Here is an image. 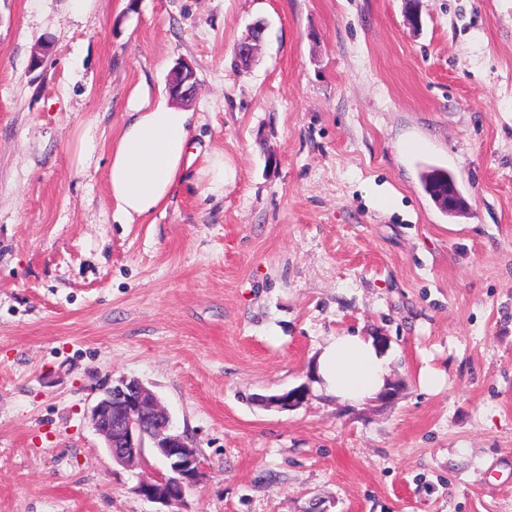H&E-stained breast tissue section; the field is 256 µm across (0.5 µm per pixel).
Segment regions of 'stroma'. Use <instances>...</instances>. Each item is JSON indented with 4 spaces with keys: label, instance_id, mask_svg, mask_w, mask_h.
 Listing matches in <instances>:
<instances>
[{
    "label": "stroma",
    "instance_id": "1",
    "mask_svg": "<svg viewBox=\"0 0 512 512\" xmlns=\"http://www.w3.org/2000/svg\"><path fill=\"white\" fill-rule=\"evenodd\" d=\"M416 7L417 26L405 0H0V512H159L136 487L162 459L113 462L86 418L121 377L197 452L170 512H512V0ZM181 58L192 156L118 223L110 144ZM429 166L464 214L423 191ZM339 332L388 337L393 402L314 391ZM301 385L300 407L255 401ZM455 183L453 176L443 168L439 167H428L421 174V184L423 190L426 194H428L436 203H438L437 198L438 195L448 187V183ZM438 206L440 207L439 203ZM440 209L448 215L447 210H444L442 207ZM416 381L422 392L438 393L446 382L445 371L425 363L418 369Z\"/></svg>",
    "mask_w": 512,
    "mask_h": 512
}]
</instances>
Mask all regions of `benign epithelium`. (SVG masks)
Here are the masks:
<instances>
[{
	"label": "benign epithelium",
	"instance_id": "obj_1",
	"mask_svg": "<svg viewBox=\"0 0 512 512\" xmlns=\"http://www.w3.org/2000/svg\"><path fill=\"white\" fill-rule=\"evenodd\" d=\"M197 86L194 66L187 61L176 63L167 84L170 95L188 102ZM305 399L301 390L288 391L269 403L289 410ZM87 417L103 437L113 461L134 462L147 441L164 460L168 473L143 478L137 486V492L146 499L164 506L176 504L183 500L186 487L199 480L200 461L188 437L172 429L170 416L157 395L139 379L122 377L105 385Z\"/></svg>",
	"mask_w": 512,
	"mask_h": 512
}]
</instances>
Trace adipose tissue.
Listing matches in <instances>:
<instances>
[{
  "instance_id": "ef3b65f1",
  "label": "adipose tissue",
  "mask_w": 512,
  "mask_h": 512,
  "mask_svg": "<svg viewBox=\"0 0 512 512\" xmlns=\"http://www.w3.org/2000/svg\"><path fill=\"white\" fill-rule=\"evenodd\" d=\"M194 114L164 101L134 95L113 141L108 170L114 216L124 224L148 217L172 195L191 155ZM393 355L376 337L343 332L328 337L314 366L316 389L359 405L391 382Z\"/></svg>"
}]
</instances>
